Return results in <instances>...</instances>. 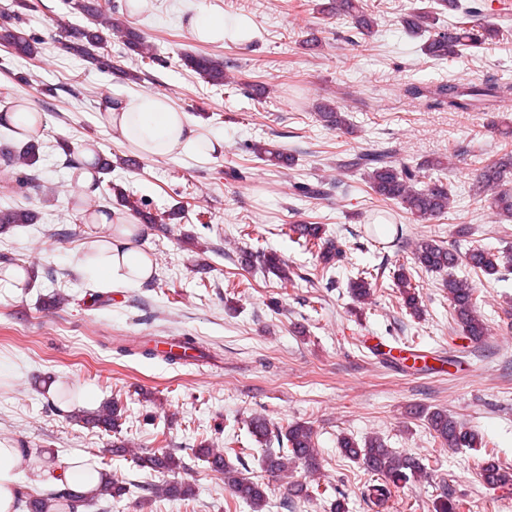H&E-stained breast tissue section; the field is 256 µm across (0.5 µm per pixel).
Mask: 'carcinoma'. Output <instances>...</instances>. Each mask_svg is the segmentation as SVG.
<instances>
[{
  "mask_svg": "<svg viewBox=\"0 0 512 512\" xmlns=\"http://www.w3.org/2000/svg\"><path fill=\"white\" fill-rule=\"evenodd\" d=\"M444 10L459 13L458 21L448 26L438 24V11L431 8L414 11L402 18L403 27L409 33L424 38L422 51L427 56L442 60L458 56L463 51L477 52L490 41L499 37L501 29L494 25H475L471 19L482 13L484 0H437ZM26 7L22 0L15 2V9L0 13V40L10 44L11 56L32 59L39 53V39L20 27V9ZM70 8L83 15L89 25L72 31L73 40L67 44L70 53L97 64L102 69H112L109 56L99 53L112 34L119 35L127 55L148 57V45L142 36L123 25L115 17L118 5L114 0H73ZM325 9L345 15L353 20L361 33L369 32L374 26L371 14L364 11L362 0H329ZM185 67L191 69L206 82L224 84V63L214 60L205 53H190L184 56ZM406 92L422 100L429 110L448 109L450 112H491L512 111V85L488 80L480 84L448 83L434 87L415 84L407 86ZM320 118L329 127L344 134L354 133L345 114L336 104L325 101L315 106ZM13 132L26 138L19 148H1L0 155L8 162L19 156L26 166H34L40 159L37 143L41 125L18 124ZM250 151L258 159L269 165L281 166L287 152L272 143H253ZM448 162L438 157L417 165H410L394 159L389 151H365L354 154L343 163V167L361 171L364 174L370 195L380 202V209L386 210L398 203L420 224L428 223L448 213L452 205V191L448 182L433 177V172L446 169ZM512 178V144L504 142L500 152L485 161L475 185V194L486 198L488 205L495 209L503 220L512 222V188L504 187L505 179ZM96 188L103 197L108 193L116 195L123 206L144 220L151 219L143 209V202L133 200L127 192L112 184L95 179ZM35 214L26 208L18 207L0 211V229L19 224H32ZM288 236L297 239L302 246L316 252L318 264L315 276L321 279H334L336 262L342 258L341 246L322 242L323 226L320 224H290ZM454 251L433 237L418 239L413 248L415 264L427 271L446 272L456 266L458 259L452 257ZM467 265L477 275L494 276L501 270H512V251L490 252L483 248H472L465 256ZM244 267L259 265L276 274L284 281H293L294 268L279 254L273 251L248 253L238 257ZM378 275L361 270L350 278L349 288L355 299L365 301L370 296L372 281ZM395 288L402 298L403 306L413 315L420 313L418 293L412 284L410 274L401 268L394 274ZM443 287L448 291L450 315L461 329L463 336L472 342L485 335V325L478 311L476 285L468 277L448 275ZM122 406L119 400L112 399L92 411L72 415V418L88 428L112 429L118 426ZM415 415L425 418L436 438L450 448L476 450L481 445L478 433L443 410L415 411ZM249 433L264 445L260 463L268 474L281 475L297 465L303 464L314 470L318 467V451L315 448L313 428L301 422L293 423L285 429L271 425L262 414H254L248 420ZM340 448L345 457L364 467L375 475V479L365 486L362 495L367 505L376 512H387L390 501L401 485L426 474L422 461L413 456L400 455L388 448L379 436H369L363 442L352 437H343ZM235 461H230L229 456ZM249 449L241 446V441L232 438L227 442L224 453L213 454L208 448L196 449V456L210 465V468L224 478V485L233 500L247 504L252 512H263L268 503V486L252 480L239 469L245 465ZM138 466L147 467L158 473L175 474L184 469L182 460L174 450L155 451L137 458ZM100 484L90 493H80L65 485L61 489L49 490L37 497L26 500L29 512H79V508L93 507L109 497L120 496L127 487L119 478L102 470L98 471ZM477 474L481 482L492 489L512 490V470L493 459L477 461ZM142 497L185 498L192 495L191 485L169 480L160 484L147 483L140 486ZM328 491L325 484L311 488L306 483H293L289 486L288 497L283 507L297 501H313L322 498ZM466 508L463 501L444 492L433 503L434 512H462Z\"/></svg>",
  "mask_w": 512,
  "mask_h": 512,
  "instance_id": "cac0c4a2",
  "label": "carcinoma"
}]
</instances>
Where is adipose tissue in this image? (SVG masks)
<instances>
[{
  "mask_svg": "<svg viewBox=\"0 0 512 512\" xmlns=\"http://www.w3.org/2000/svg\"><path fill=\"white\" fill-rule=\"evenodd\" d=\"M189 32L194 39L213 44L236 43L255 34L247 17L228 19L223 12L206 7L195 9ZM107 121L117 138L135 145L147 158L206 163L221 153L224 144L221 135L196 133L189 116L161 94L128 93L111 107ZM88 265L99 281L112 288L141 285L153 274L150 258L120 239L101 242Z\"/></svg>",
  "mask_w": 512,
  "mask_h": 512,
  "instance_id": "adipose-tissue-1",
  "label": "adipose tissue"
}]
</instances>
